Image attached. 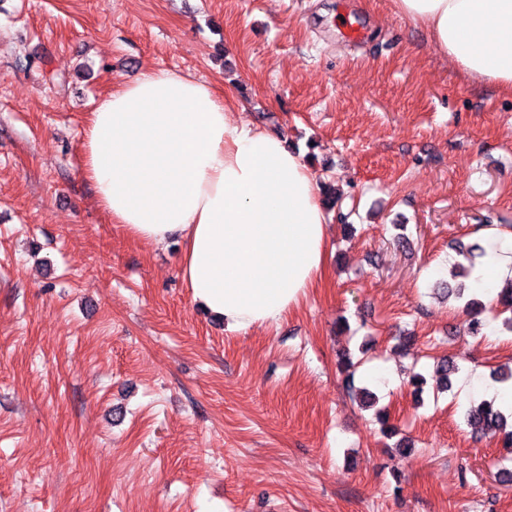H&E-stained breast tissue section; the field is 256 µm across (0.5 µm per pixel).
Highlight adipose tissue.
<instances>
[{
  "instance_id": "adipose-tissue-1",
  "label": "adipose tissue",
  "mask_w": 512,
  "mask_h": 512,
  "mask_svg": "<svg viewBox=\"0 0 512 512\" xmlns=\"http://www.w3.org/2000/svg\"><path fill=\"white\" fill-rule=\"evenodd\" d=\"M464 76L512 93V0H392ZM81 176L99 206L149 243L179 236L192 299L228 329L272 327L319 282L328 222L322 186L285 137L235 119L213 88L147 70L99 99ZM467 281L512 279V229H481Z\"/></svg>"
}]
</instances>
